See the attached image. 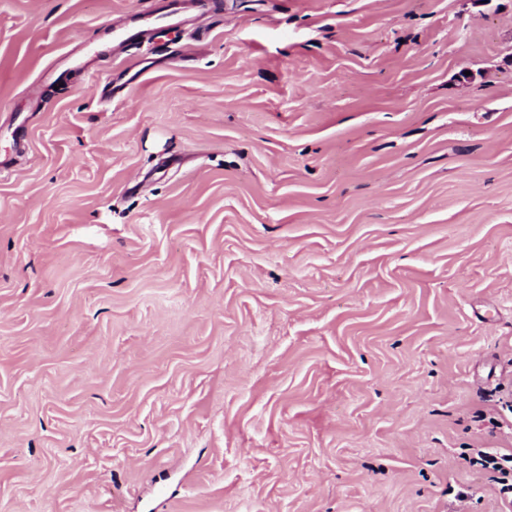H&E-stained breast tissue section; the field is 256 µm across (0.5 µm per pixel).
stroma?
Wrapping results in <instances>:
<instances>
[{
  "instance_id": "obj_1",
  "label": "stroma",
  "mask_w": 512,
  "mask_h": 512,
  "mask_svg": "<svg viewBox=\"0 0 512 512\" xmlns=\"http://www.w3.org/2000/svg\"><path fill=\"white\" fill-rule=\"evenodd\" d=\"M157 9L0 0V512H505L512 0ZM472 464L479 466L482 469H492L499 472L504 478L500 479L503 483L500 488V493L503 495V500H508L509 505H512V478L511 483L506 479L512 474V448L495 450L492 452L485 450H477L476 457L472 458Z\"/></svg>"
}]
</instances>
